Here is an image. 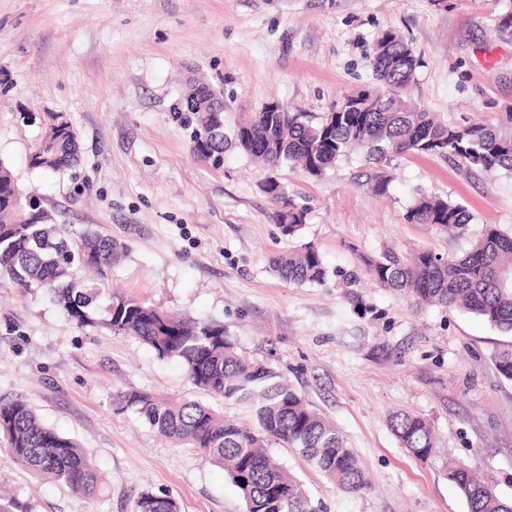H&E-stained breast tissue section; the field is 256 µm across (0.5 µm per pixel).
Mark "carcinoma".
Returning <instances> with one entry per match:
<instances>
[{"label": "carcinoma", "instance_id": "cac0c4a2", "mask_svg": "<svg viewBox=\"0 0 512 512\" xmlns=\"http://www.w3.org/2000/svg\"><path fill=\"white\" fill-rule=\"evenodd\" d=\"M420 65L409 43L385 32L375 43L372 59L375 79L385 89L346 95L335 110L322 115L300 109L272 112L267 106L238 123L234 142L273 171L287 163L312 177L324 175L347 153L363 151L377 164L367 179L379 195L389 188L379 164L391 155H435L489 174L512 172L511 133L467 121L443 123L404 98ZM226 142L224 113H197V154L217 157ZM77 149L72 122L51 113L45 135L29 153V165L55 174L72 167ZM262 191L276 205L288 202V212L278 211L279 226L283 235L295 236L305 223L306 208L287 199L273 175ZM20 193L13 175L0 163L1 276L23 292L48 293L78 328L102 324L137 338L160 359L180 360L196 391L244 406L253 424L228 419L222 410L198 400L173 403L147 391L116 393L115 410L135 412L161 436L188 441L206 461L222 465L246 512H324L267 451L272 443L297 450L344 493L367 489L365 472L336 427L272 368L239 355L223 322L174 316L123 297L112 298L105 318L97 320L98 285L109 278L124 247L89 231L72 243L69 231L46 210L18 207L15 198ZM404 219L462 230L473 216L460 204L422 194ZM270 263L280 279L293 284L318 283L325 276L323 258L311 245L276 253ZM370 267L379 287L404 292L417 306L460 309L512 333V235L496 227H485L459 257H443L431 249L410 255L387 250L371 260ZM495 365L512 380V347L496 356ZM391 429L401 447L419 459L437 453L426 418L400 413L393 417ZM0 434L7 440L10 459L38 479L85 497L103 493L92 452L44 423L26 401L0 399ZM444 474L466 501L468 512H512V500L499 497L455 461H448ZM135 512H178V506L168 495L146 492L137 499Z\"/></svg>", "mask_w": 512, "mask_h": 512}]
</instances>
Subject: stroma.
Returning a JSON list of instances; mask_svg holds the SVG:
<instances>
[{"instance_id":"obj_1","label":"stroma","mask_w":512,"mask_h":512,"mask_svg":"<svg viewBox=\"0 0 512 512\" xmlns=\"http://www.w3.org/2000/svg\"><path fill=\"white\" fill-rule=\"evenodd\" d=\"M512 0H0V163L74 232L125 252L102 288L195 319L216 318L242 356L273 367L357 455L370 483L347 495L299 453L269 450L325 512H467L448 482L459 461L512 499V380L495 356L505 333L461 310L414 307L377 287L365 261L383 251L465 253L485 226L512 231V174L487 175L437 156L400 155L366 182L363 152L322 177L285 165L278 180L307 209L283 236L262 184L268 169L234 145L221 162L191 151L193 128L172 112L195 83L224 100V133L271 102L335 109L374 83L373 46L393 31L421 58L408 95L445 121L512 130V31L495 18ZM78 131V161L30 168L45 113ZM472 213L464 231L409 224L419 194ZM314 245L326 278L295 285L274 253ZM144 390L193 399L182 363L102 327L76 328L44 291L0 277V398L30 402L48 425L95 455L99 498L34 478L0 448V494L13 512H133L141 493L180 512H245L222 468L160 436L112 396ZM425 417L437 454L422 462L390 429L393 414Z\"/></svg>"}]
</instances>
